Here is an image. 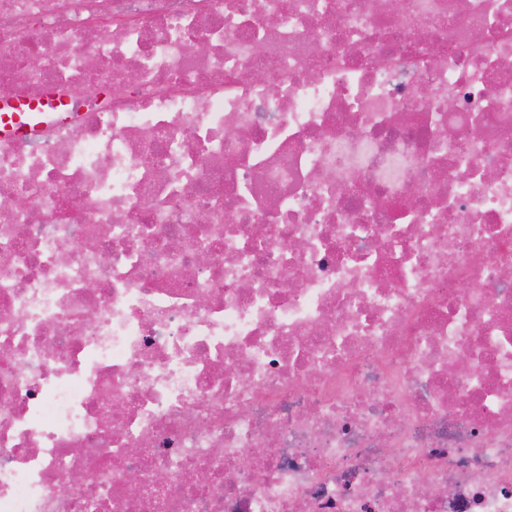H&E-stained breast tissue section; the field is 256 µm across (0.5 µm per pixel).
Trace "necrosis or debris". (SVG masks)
Segmentation results:
<instances>
[{
  "instance_id": "1",
  "label": "necrosis or debris",
  "mask_w": 512,
  "mask_h": 512,
  "mask_svg": "<svg viewBox=\"0 0 512 512\" xmlns=\"http://www.w3.org/2000/svg\"><path fill=\"white\" fill-rule=\"evenodd\" d=\"M386 2L0 0L67 114L0 136V512H512V0Z\"/></svg>"
}]
</instances>
